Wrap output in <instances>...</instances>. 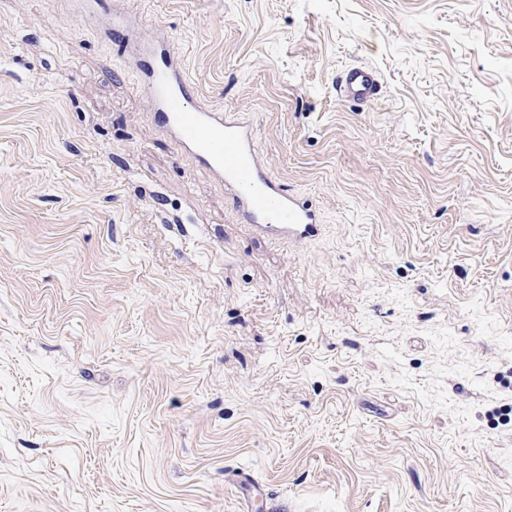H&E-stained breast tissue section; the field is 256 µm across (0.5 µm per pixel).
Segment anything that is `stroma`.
I'll use <instances>...</instances> for the list:
<instances>
[{
    "label": "stroma",
    "instance_id": "1",
    "mask_svg": "<svg viewBox=\"0 0 512 512\" xmlns=\"http://www.w3.org/2000/svg\"><path fill=\"white\" fill-rule=\"evenodd\" d=\"M128 5L322 226L255 232L112 38L0 0V512H512V0ZM380 76L370 66H352L343 71L336 81V94L353 104H366L377 95Z\"/></svg>",
    "mask_w": 512,
    "mask_h": 512
}]
</instances>
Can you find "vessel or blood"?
<instances>
[{
	"label": "vessel or blood",
	"instance_id": "obj_1",
	"mask_svg": "<svg viewBox=\"0 0 512 512\" xmlns=\"http://www.w3.org/2000/svg\"><path fill=\"white\" fill-rule=\"evenodd\" d=\"M69 4L78 15L99 21L106 35L123 44L129 65L140 75L139 88L150 104L154 124L224 185L246 223L293 243L314 236L317 211L269 176L250 120L215 108L198 94L170 36L145 37L139 25L99 0H69ZM379 89L380 76L369 66L347 68L336 81L337 96L353 104L370 102Z\"/></svg>",
	"mask_w": 512,
	"mask_h": 512
}]
</instances>
